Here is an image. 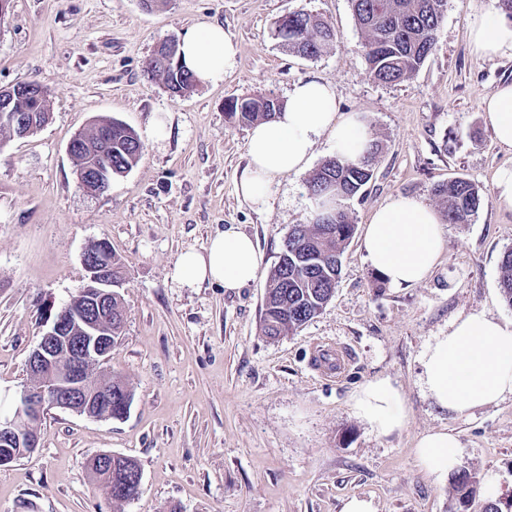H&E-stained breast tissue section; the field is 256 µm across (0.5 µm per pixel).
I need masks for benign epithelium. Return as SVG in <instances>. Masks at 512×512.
<instances>
[{
  "instance_id": "benign-epithelium-1",
  "label": "benign epithelium",
  "mask_w": 512,
  "mask_h": 512,
  "mask_svg": "<svg viewBox=\"0 0 512 512\" xmlns=\"http://www.w3.org/2000/svg\"><path fill=\"white\" fill-rule=\"evenodd\" d=\"M166 66L179 63L177 44L162 42L156 49ZM19 88L0 89V125L26 136L35 127H24L9 112L10 98ZM79 187L95 196L105 194L112 185V170L90 166L77 171ZM107 243L98 242L96 253L82 257L86 282L81 289L84 309H60L53 316L28 360L32 383L20 399L12 418L0 420V446L4 448L39 447L38 425L51 408L70 410L90 419H110L104 402L112 399V373L105 365L113 347L112 330L104 327L102 313L112 310V298L118 296L125 277H112V265L106 259ZM98 368L103 382L89 383L86 366Z\"/></svg>"
}]
</instances>
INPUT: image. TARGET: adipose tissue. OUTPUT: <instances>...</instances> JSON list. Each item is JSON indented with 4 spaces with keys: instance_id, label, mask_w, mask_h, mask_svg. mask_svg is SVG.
I'll use <instances>...</instances> for the list:
<instances>
[{
    "instance_id": "1",
    "label": "adipose tissue",
    "mask_w": 512,
    "mask_h": 512,
    "mask_svg": "<svg viewBox=\"0 0 512 512\" xmlns=\"http://www.w3.org/2000/svg\"><path fill=\"white\" fill-rule=\"evenodd\" d=\"M474 53L482 58L512 59V20L496 9L486 10L470 30ZM183 64L199 84H215L234 62L237 47L221 26L199 23L179 43ZM488 113L496 142L512 149V83L487 95ZM330 132L337 155L356 160L372 140L360 112H343L334 88L318 80L295 83L283 107L269 122L254 125L247 136L248 165L239 178L237 193L256 208H264L274 183L304 169L315 139ZM362 248L374 269L391 287L413 286L436 265L443 248L440 218L421 199L399 195L378 206L366 225ZM263 256L255 241L235 226L212 237L200 251L183 252L174 275L185 284L203 282L235 290L254 282ZM422 385L434 403L458 416L512 396V322L484 314L455 319L447 333L435 337L423 350ZM357 416L372 430L388 435L404 423L397 389L391 381H370L358 393ZM421 464L433 472L455 469L462 457L458 436L447 430L431 432L418 444Z\"/></svg>"
}]
</instances>
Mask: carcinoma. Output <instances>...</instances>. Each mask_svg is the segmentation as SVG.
<instances>
[{
  "label": "carcinoma",
  "mask_w": 512,
  "mask_h": 512,
  "mask_svg": "<svg viewBox=\"0 0 512 512\" xmlns=\"http://www.w3.org/2000/svg\"><path fill=\"white\" fill-rule=\"evenodd\" d=\"M443 0H351L357 25L365 34L364 56L374 80L393 83L410 80L424 64L435 46V33L442 22ZM277 36L288 48L303 57L317 58L336 41V31L301 8L278 20ZM150 73L162 79L174 96H182L197 86L192 71L176 72L158 59L150 63ZM282 102L271 95L231 100L226 104L229 117L241 123L272 120ZM11 109L35 116L38 126L49 119L47 101L17 97ZM107 135L112 140L111 153L98 160L123 173L143 156V144L137 134L119 122L112 128L96 123L85 136L95 141ZM381 145L370 143L363 157L352 162L338 155L325 160L308 180V190L316 199L332 206L315 213L311 223L301 224L288 237L287 248L267 281L261 319L263 334L271 339L287 336L318 315L332 298L341 271V255L353 237L351 224L342 201L356 194L372 179ZM435 192L448 203V222L461 224L480 208L483 195L479 187L464 178L442 183ZM499 285L503 301L512 307V249L504 251L499 263ZM124 382L112 379V418L124 416ZM478 477L462 471L456 477V491L466 500L476 491ZM139 494L137 464L132 459L112 463V501L126 502Z\"/></svg>",
  "instance_id": "1"
}]
</instances>
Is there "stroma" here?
I'll return each mask as SVG.
<instances>
[{
    "label": "stroma",
    "instance_id": "stroma-1",
    "mask_svg": "<svg viewBox=\"0 0 512 512\" xmlns=\"http://www.w3.org/2000/svg\"><path fill=\"white\" fill-rule=\"evenodd\" d=\"M491 4L445 0L432 54L410 81L385 84L369 72L349 0H156L149 9L142 0H11L0 18V88L41 84L50 117L29 137L0 136V414H14L46 318L82 288V256L100 239L126 270V322L109 365L133 399L120 420L50 409L39 448L0 466V512H341L353 496L373 512H482L490 498L512 512V397L464 417L440 411L419 363L457 316L512 321L498 272L512 248V207L493 188L512 149L495 142L481 108L512 82V60L479 58L468 40ZM300 8L336 30L314 59L275 34L277 20ZM201 21L232 38L234 64L218 84L171 95L149 64L161 42ZM307 78L331 84L341 111L364 113L382 151L372 180L344 203L358 234L332 299L271 340L260 329L266 283L292 227L315 209L311 170L334 151L319 135L307 170L281 178L255 210L235 191L249 128L225 104L259 94L283 101ZM106 117L135 131L143 157L90 196L67 145ZM454 178L480 188L481 207L468 223L443 224L440 259L422 282L390 287L360 231L398 194L444 212L434 188ZM230 224L262 251L258 278L237 290L177 280L180 254ZM318 347L346 353L340 376L313 370ZM377 378L397 387L405 415L387 436L354 413L356 394ZM443 428L479 478L465 507L453 474L429 473L418 459L421 437ZM102 451L138 462L136 499L113 503L92 484L86 464Z\"/></svg>",
    "mask_w": 512,
    "mask_h": 512
}]
</instances>
